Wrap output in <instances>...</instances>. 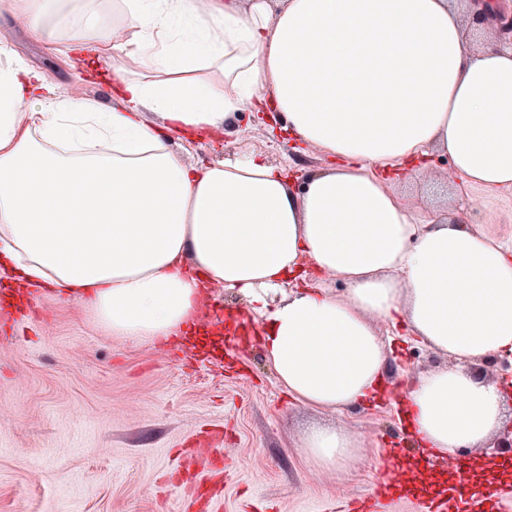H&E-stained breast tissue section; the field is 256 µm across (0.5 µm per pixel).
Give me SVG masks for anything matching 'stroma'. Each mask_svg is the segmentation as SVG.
I'll return each instance as SVG.
<instances>
[{"instance_id":"1","label":"stroma","mask_w":512,"mask_h":512,"mask_svg":"<svg viewBox=\"0 0 512 512\" xmlns=\"http://www.w3.org/2000/svg\"><path fill=\"white\" fill-rule=\"evenodd\" d=\"M0 43L41 69L54 85L76 80L67 59L0 13ZM260 153L299 174L328 165L317 148L270 132L257 113L239 112L230 134L185 145L189 163ZM420 215L452 206L482 231L512 246V187L462 184L447 155L429 154L422 175L395 185ZM28 318L0 314V512H322L326 502L370 493L389 452L409 485L391 512H418L416 483L444 478L427 464L398 421L394 397L452 358L384 322L387 394L336 412L312 408L282 390L257 341L261 319L244 298L208 291L210 331L186 352L107 335L84 302L34 293ZM472 372L498 385L512 423V354L477 361ZM313 425L336 426L359 440L358 464L314 465L301 446Z\"/></svg>"}]
</instances>
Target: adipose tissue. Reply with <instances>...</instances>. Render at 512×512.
Returning <instances> with one entry per match:
<instances>
[{
  "label": "adipose tissue",
  "mask_w": 512,
  "mask_h": 512,
  "mask_svg": "<svg viewBox=\"0 0 512 512\" xmlns=\"http://www.w3.org/2000/svg\"><path fill=\"white\" fill-rule=\"evenodd\" d=\"M74 62H111L105 111L0 45V269L22 288L85 302L134 343L196 330L207 289L244 296L281 387L343 410L378 390L375 324L450 356L408 393L412 435L435 456L483 448L503 420L475 359L512 353V248L447 217L421 220L390 177L447 153L456 175L512 186V49H470L448 0H0ZM79 25L62 34L57 18ZM270 113L335 157L293 190L262 155L185 163L173 135L219 138ZM347 285L301 283L304 266ZM299 279L287 288L289 278ZM322 467L359 442L302 439Z\"/></svg>",
  "instance_id": "ef3b65f1"
}]
</instances>
